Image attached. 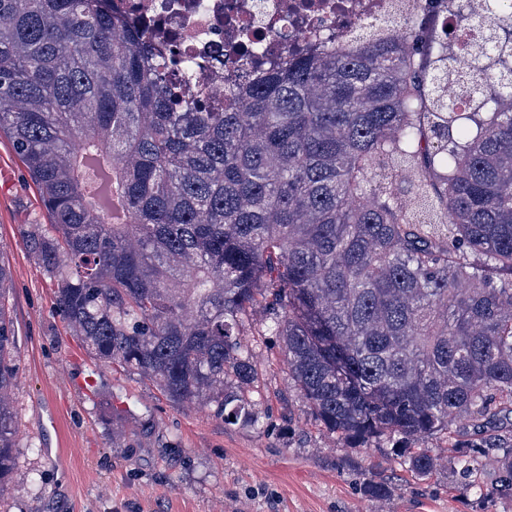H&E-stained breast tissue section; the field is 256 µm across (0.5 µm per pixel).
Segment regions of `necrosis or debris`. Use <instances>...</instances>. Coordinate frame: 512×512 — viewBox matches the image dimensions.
<instances>
[{"label":"necrosis or debris","mask_w":512,"mask_h":512,"mask_svg":"<svg viewBox=\"0 0 512 512\" xmlns=\"http://www.w3.org/2000/svg\"><path fill=\"white\" fill-rule=\"evenodd\" d=\"M114 6L131 24L150 28L160 49L191 58L201 89L221 108L229 104L225 86L256 77L246 53L251 40L276 66L327 41L351 51L361 26L409 18L432 37L451 29L456 61L466 67L487 31L478 20L452 26L443 0H114Z\"/></svg>","instance_id":"necrosis-or-debris-1"}]
</instances>
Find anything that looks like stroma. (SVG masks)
Wrapping results in <instances>:
<instances>
[{
  "label": "stroma",
  "mask_w": 512,
  "mask_h": 512,
  "mask_svg": "<svg viewBox=\"0 0 512 512\" xmlns=\"http://www.w3.org/2000/svg\"><path fill=\"white\" fill-rule=\"evenodd\" d=\"M28 171L0 136V260L11 274L15 331L10 491L0 512H512L493 494L496 466L462 478L455 451L413 475L387 448H352L322 431L288 382L272 336L253 337L258 426L225 427L207 408L102 366L65 323L30 256L26 224H46ZM385 487L373 500L368 486Z\"/></svg>",
  "instance_id": "obj_1"
}]
</instances>
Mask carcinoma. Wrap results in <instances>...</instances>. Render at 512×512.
<instances>
[{"label": "carcinoma", "mask_w": 512, "mask_h": 512, "mask_svg": "<svg viewBox=\"0 0 512 512\" xmlns=\"http://www.w3.org/2000/svg\"><path fill=\"white\" fill-rule=\"evenodd\" d=\"M407 25L259 74L248 111L188 99L112 0H0V134L50 215L27 246L105 364L224 425L259 423L247 327L275 336L319 425L425 443L512 415V17L453 74ZM467 84L457 110L449 81ZM0 264V497L15 466V333ZM512 498V439L491 443Z\"/></svg>", "instance_id": "1"}]
</instances>
